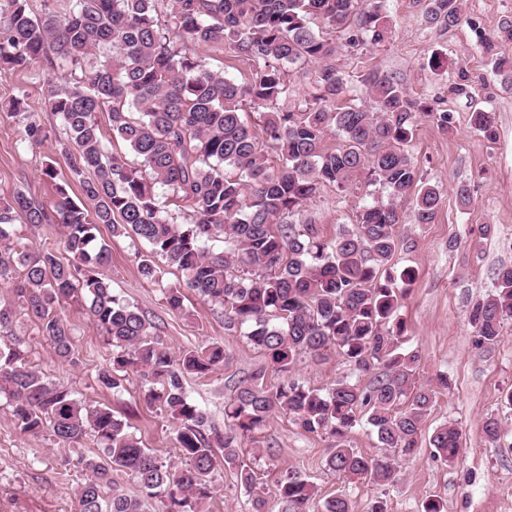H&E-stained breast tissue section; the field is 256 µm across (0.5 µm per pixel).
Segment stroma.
I'll return each mask as SVG.
<instances>
[{"instance_id": "1", "label": "stroma", "mask_w": 512, "mask_h": 512, "mask_svg": "<svg viewBox=\"0 0 512 512\" xmlns=\"http://www.w3.org/2000/svg\"><path fill=\"white\" fill-rule=\"evenodd\" d=\"M463 20L439 32L424 21L423 0H386L394 35L385 47L359 46L342 50L338 68L349 81L350 98L369 103L360 78L372 70L398 79L410 97L431 108L448 111L447 131H439L429 118L419 117L409 152L424 182L438 185L442 205L434 223L415 224L409 217L412 199L400 210L406 222V244L394 255L395 270L410 267L416 277L400 300L398 314L406 325L409 345L418 350L422 383H435L447 375L448 386L439 390L425 432L448 421L462 433L459 462L447 466L434 459L429 446L410 458L396 459V477L387 485L351 481L329 470L327 438L304 431L285 414L274 415L266 427L242 442L241 459L254 469L260 482L273 485L296 471L317 487L312 504L320 512L326 498L343 495L352 512H367L377 500L388 512H420L431 497L446 505V512H512V409L503 397L512 391V323L500 342L476 348L468 324L466 301L494 290L497 269L512 265V92L497 72L495 61L512 57V42L490 43L497 25L512 20V0H461ZM469 93L457 95L458 85ZM25 90L32 110L40 112L49 136L40 145L24 141L21 128L9 114L0 112V195L23 191L43 204H52L54 183L67 179L69 161L59 151L64 139L59 119L46 109L47 70H0V98ZM495 116L498 136L488 142L470 126L473 110ZM53 176H45V166ZM471 189V201L461 206L457 185ZM373 200L372 190L359 180L340 189L321 187L304 206L303 219L312 221L324 238L339 227L354 228L357 216ZM490 235H481L482 225ZM98 237L110 251L102 276L120 298L146 313L156 332L173 352L217 342L230 355L228 367L186 382L190 397L209 413L216 427L224 425V402L240 380L266 363L242 331H227L222 314L187 292L186 311H170L158 287L141 277L136 255L145 246L100 226ZM15 238L36 250H50L69 262L63 228L58 224L15 227ZM76 328L74 362L55 359L25 312H18L16 329L31 344L30 362L46 377L68 386L78 400L110 406L126 417L144 447L155 450L165 462L179 465L173 424L159 415L146 399L144 380L130 375L124 390L103 386L98 374L112 350L103 341L83 307L65 300L59 307ZM295 377L314 388H326L339 379L367 384L371 376L352 369L336 351L320 358L306 357ZM498 419L501 438L489 443L482 425ZM96 445L85 441L75 448L55 444L48 434H20L4 402L0 401V512H75V489L84 475L75 468L79 455L92 454ZM211 512H253L250 498L240 487L233 469L223 468L216 479Z\"/></svg>"}]
</instances>
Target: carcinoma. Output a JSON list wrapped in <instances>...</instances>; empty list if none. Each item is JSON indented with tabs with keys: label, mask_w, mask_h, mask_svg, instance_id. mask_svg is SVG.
Instances as JSON below:
<instances>
[{
	"label": "carcinoma",
	"mask_w": 512,
	"mask_h": 512,
	"mask_svg": "<svg viewBox=\"0 0 512 512\" xmlns=\"http://www.w3.org/2000/svg\"><path fill=\"white\" fill-rule=\"evenodd\" d=\"M432 28L461 20L460 0H425ZM344 40L340 45L336 39ZM391 38L378 0H62L61 8L35 13L30 0H0V70L43 62L52 70L48 108L65 128L63 149L70 178L55 184L50 207L23 192L0 198V285L13 290L56 358H74L76 327L58 312L72 298L112 347L99 379L118 389L132 374L159 385L148 398L176 427L181 466L174 467L129 432L111 407L77 400L66 386L28 361V342L15 333L16 311L0 306V398L22 434L47 433L63 446L95 440L98 452L75 467L86 478L75 512H208L218 458L236 470L254 512H308L316 487L290 472L269 488L240 460L242 439L277 413L331 442L327 466L350 480L388 484L394 457L413 455L436 391L417 382L420 355L404 347L399 298L414 279L388 265L404 243L398 203L416 193L412 220L435 222L441 190L422 183L407 151L419 105L395 78L364 76L375 107L344 102L348 82L336 54ZM220 45L248 65L241 83L206 68L196 56ZM312 64L305 107L278 109L288 97L290 69ZM22 126L24 140L48 137L39 113L20 92L4 102ZM263 114L260 132L241 118L243 107ZM108 113L112 140L135 158L109 151L97 116ZM471 127L487 141L497 137L494 116L471 112ZM342 143L325 145L330 132ZM382 187L387 200L358 215L356 229L323 239L296 220L302 206L328 184L343 188L361 175ZM78 183L83 199L70 196ZM168 191L174 215L157 189ZM184 221L177 222V215ZM59 223L72 256L62 264L49 250L13 241V227ZM149 246L137 254L147 282L161 288L169 310L184 311L183 290L197 292L224 311L227 330H244L267 366L240 382L224 405V431L186 391L228 365L213 343L175 356L137 307L121 300L99 272L108 261L99 225ZM220 241L224 249L209 243ZM184 276L163 281L165 268ZM512 321V265L496 272L493 293L470 302L469 324L478 348L496 344ZM336 352L359 371L381 368L367 386L338 380L315 389L290 378L302 358ZM282 378L271 390L267 371ZM366 422L377 453L354 448L353 433ZM460 433L449 423L428 435L433 456L452 466ZM121 472L132 488L114 487Z\"/></svg>",
	"instance_id": "carcinoma-1"
}]
</instances>
